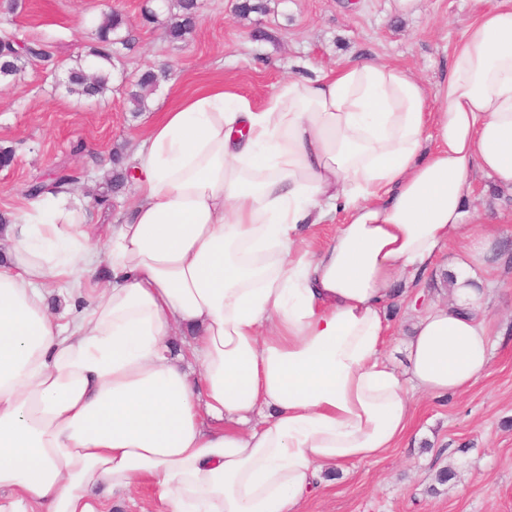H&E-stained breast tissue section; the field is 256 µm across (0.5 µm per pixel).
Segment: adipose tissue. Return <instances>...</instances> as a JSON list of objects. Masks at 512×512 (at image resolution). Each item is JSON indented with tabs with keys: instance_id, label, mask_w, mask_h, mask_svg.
<instances>
[{
	"instance_id": "1",
	"label": "adipose tissue",
	"mask_w": 512,
	"mask_h": 512,
	"mask_svg": "<svg viewBox=\"0 0 512 512\" xmlns=\"http://www.w3.org/2000/svg\"><path fill=\"white\" fill-rule=\"evenodd\" d=\"M135 161L105 253L70 194L0 226V512H104L141 481L160 512H301L324 471L397 447L414 395L489 366L461 274L455 303L419 316L406 373L382 349L398 277L456 241L477 265L494 253L465 200L476 172L512 191V0L466 25L434 87L372 57L285 80L258 111L212 85ZM60 283L88 304L55 316ZM345 215L342 212H337L333 215L331 220L324 224H319L314 228L311 234L305 238L304 246L309 249L318 248L328 237L335 231L337 224H343Z\"/></svg>"
}]
</instances>
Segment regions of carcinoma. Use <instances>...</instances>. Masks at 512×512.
<instances>
[{
	"instance_id": "cac0c4a2",
	"label": "carcinoma",
	"mask_w": 512,
	"mask_h": 512,
	"mask_svg": "<svg viewBox=\"0 0 512 512\" xmlns=\"http://www.w3.org/2000/svg\"><path fill=\"white\" fill-rule=\"evenodd\" d=\"M166 27L173 41H184L192 35L198 24L197 0H164ZM93 43L85 58L76 61L67 71V92L81 97H96L112 90L114 71L120 63L121 51L132 44L129 24L124 15L109 9L102 12L98 23L91 30ZM0 57L7 60L0 68L1 78H16L27 66L37 61L52 58L51 45L36 39L18 44L15 39L5 36L0 39ZM165 69L146 70L125 90L132 112L140 114L149 110L150 96L168 79ZM77 181L66 166L57 167L53 176L47 180L32 182L27 195L33 199L48 194L57 195L66 191V187ZM128 181V170L123 165L122 156L112 154V175L106 179L104 191L99 202L109 201L111 196L123 190Z\"/></svg>"
}]
</instances>
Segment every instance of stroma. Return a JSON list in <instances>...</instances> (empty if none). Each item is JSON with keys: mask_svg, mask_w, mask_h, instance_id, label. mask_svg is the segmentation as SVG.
I'll list each match as a JSON object with an SVG mask.
<instances>
[{"mask_svg": "<svg viewBox=\"0 0 512 512\" xmlns=\"http://www.w3.org/2000/svg\"><path fill=\"white\" fill-rule=\"evenodd\" d=\"M132 25L115 85L105 96L68 94V67L88 52L101 0H0L9 32L54 45L50 61L28 66L0 82V147L14 151L0 169V213L27 203L25 191L58 165L78 175L70 188L84 202L91 241L103 246L137 195L136 180L109 202L96 201L107 170L88 165L91 153L120 151L132 161L150 124L197 87L221 82L262 107L284 80L307 68L335 67L342 58L378 57L406 69L426 86L445 72L464 25L501 0H423L419 13L402 16L389 0H264L265 12L240 17L239 0H198L200 22L190 38L170 41L164 22L142 20V0H115ZM170 65L172 76L133 115L121 83L143 70ZM468 208L504 214V242L512 246V193L485 175L472 177ZM459 244H450L415 284L397 281L387 311L384 355L398 370L408 362L405 344L425 306L451 300L448 275ZM482 289L481 314L497 337L485 375L464 394L442 401L427 395L412 403L407 438L385 456L326 475L304 500V512H512V260L469 274ZM447 481H439L440 472Z\"/></svg>", "mask_w": 512, "mask_h": 512, "instance_id": "obj_1", "label": "stroma"}]
</instances>
